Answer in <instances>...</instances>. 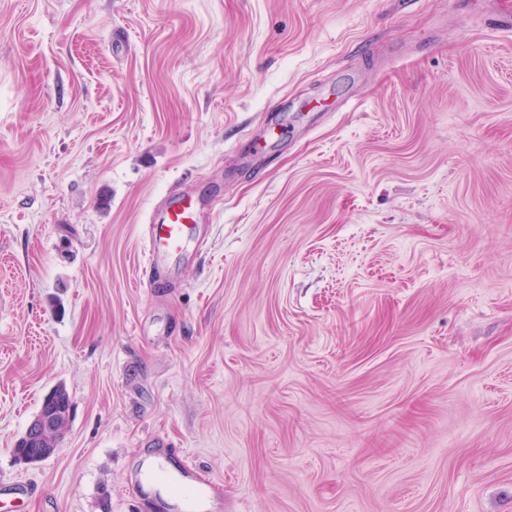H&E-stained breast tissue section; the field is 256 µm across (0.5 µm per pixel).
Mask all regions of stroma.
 <instances>
[{"instance_id":"stroma-1","label":"stroma","mask_w":512,"mask_h":512,"mask_svg":"<svg viewBox=\"0 0 512 512\" xmlns=\"http://www.w3.org/2000/svg\"><path fill=\"white\" fill-rule=\"evenodd\" d=\"M512 0H0V512H512ZM214 211L167 284L143 230ZM64 385L69 430L13 455ZM171 479L175 481L176 485L187 488H190L191 486L190 495H188L184 499H176L178 501L185 503L186 505L193 504L196 501H198L200 498L204 496L205 492L207 491V488H209V486L205 482L195 479L192 469L187 465H184L182 469L178 471V475L175 477H171Z\"/></svg>"}]
</instances>
